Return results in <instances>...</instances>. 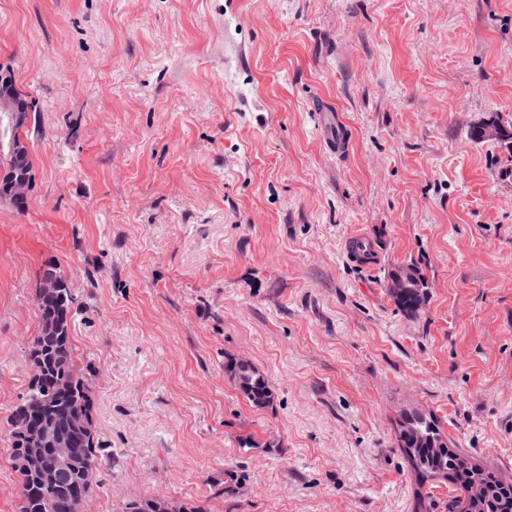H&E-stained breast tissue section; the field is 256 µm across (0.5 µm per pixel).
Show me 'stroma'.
Segmentation results:
<instances>
[{
  "label": "stroma",
  "instance_id": "obj_1",
  "mask_svg": "<svg viewBox=\"0 0 512 512\" xmlns=\"http://www.w3.org/2000/svg\"><path fill=\"white\" fill-rule=\"evenodd\" d=\"M1 68L36 110L28 207L0 201V512L50 264L113 454L91 512H414L404 412L512 475V154L469 136L512 125V0H0ZM404 269H410L414 271L417 275L418 281L410 283V288H406L401 295L395 296L393 299L402 312L408 316H416L424 304L423 288H425V286L422 288L424 278L418 267L412 264L397 266L389 272L388 276L396 271H401ZM224 372L251 405L263 407L270 403L272 390L269 381L252 363L232 358L224 363Z\"/></svg>",
  "mask_w": 512,
  "mask_h": 512
}]
</instances>
